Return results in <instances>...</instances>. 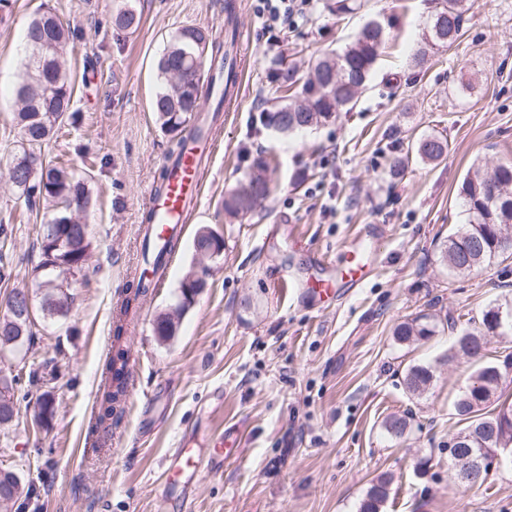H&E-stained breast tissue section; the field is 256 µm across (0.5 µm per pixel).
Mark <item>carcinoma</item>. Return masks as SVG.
I'll list each match as a JSON object with an SVG mask.
<instances>
[{"label":"carcinoma","instance_id":"carcinoma-1","mask_svg":"<svg viewBox=\"0 0 512 512\" xmlns=\"http://www.w3.org/2000/svg\"><path fill=\"white\" fill-rule=\"evenodd\" d=\"M464 15V0H445L443 9L436 13L423 32L428 45L451 47L460 37ZM140 16L133 9L118 12L113 25L120 31L134 30ZM76 37L75 31L52 11L34 16L26 28L27 53L21 60V79L15 87L18 111L14 115L21 137V151L13 155L8 178L18 190L19 199L29 210L39 201L53 202L52 213L43 216L39 224L42 260L38 270L44 272L42 313L51 318L62 317L70 304L69 277L82 272L90 258V231L80 216L85 204V185L66 167L58 166L42 154L43 144L53 136L55 129L67 122H75L72 78L60 60L62 47ZM50 42L51 63L45 67L38 58V42ZM383 41V29L363 28L354 41L340 54L319 60L313 75L301 86L299 94L288 97V102L267 113L266 125L280 133H293L324 124L341 110L354 103L360 90L374 71ZM209 47L208 34L195 26L179 29L157 64L162 89L157 92L152 109L162 126L177 137L176 148L183 153L187 141L196 139L200 130L188 135L183 131L192 114L202 111L193 95H201L204 62ZM416 156L423 162H435L448 153V140L438 135H424L414 146ZM267 162L260 159L248 180L224 195V212L230 217L252 211L260 199L270 195L266 177ZM459 198L467 214V222L448 234L441 248V257L457 274L472 275L481 272L503 255L502 244L512 239V162H502L488 170L472 166L459 188ZM12 227L0 222V281L12 277L19 260L7 249ZM176 249L170 239L158 247L147 238L143 258L148 266L158 269L169 261ZM204 286L193 272L180 282L181 301L172 311L158 317L155 333L162 339L171 336L175 320L192 304L195 295ZM34 320L8 312L0 318V351L12 350L31 341ZM437 324L421 316L399 323L394 329L399 343L420 341L436 333ZM512 335V301L489 306L482 315L480 327L467 331L457 339V349L463 355L482 359L486 338ZM127 366L122 350L109 356L104 374L107 380L96 400V421L99 425L112 424V414L120 402ZM495 362L479 365L472 383L454 401L458 421L464 427H474L475 439L470 448H462L448 462L461 473L470 464V449L512 447V397L505 394L508 377L493 371ZM43 366L20 371L12 378L0 379L8 393L0 400V424H6L16 415L15 406L26 399L25 387L45 378ZM433 380L431 369L411 365L406 370L405 385L412 394L428 390ZM384 430L395 438L404 435L406 418L391 415L383 421ZM390 495V480L380 477L372 482L359 503L358 512H381Z\"/></svg>","mask_w":512,"mask_h":512}]
</instances>
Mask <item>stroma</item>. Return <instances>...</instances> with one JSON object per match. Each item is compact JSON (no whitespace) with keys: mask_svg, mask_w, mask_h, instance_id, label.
Returning <instances> with one entry per match:
<instances>
[{"mask_svg":"<svg viewBox=\"0 0 512 512\" xmlns=\"http://www.w3.org/2000/svg\"><path fill=\"white\" fill-rule=\"evenodd\" d=\"M225 0H10L0 7V220L14 227L20 257L0 282V316L11 291L40 302L38 228L23 219L3 162L18 151L14 87L30 19L55 9L78 33L63 58L72 74L75 123L44 147L85 176L83 217L92 256L73 277L67 316H36L29 348L0 354V377L38 361L54 380L32 388L13 421L0 426V465L20 494L0 512H357L372 480L391 478L382 512H512V468L472 487L448 468V440L460 425L452 404L476 370L453 354L456 333L478 327L495 302L512 299V259L462 276L442 262L440 245L466 223L458 189L472 164L512 161V0H465L461 37L436 49L422 40L443 0H315L307 19L278 49L242 0L236 14L245 56L237 111L218 112L201 205L181 234L163 288L138 308L124 336L127 392L110 429L92 432L111 329L140 254L150 190L175 146L151 101L156 64L175 32L204 29L225 38ZM141 15L116 30L122 9ZM384 28L376 67L355 106L300 135L266 126L285 94L272 73L303 78L316 60L342 51L369 21ZM424 134L446 137L435 163L412 160L390 174L394 156ZM270 163L272 192L231 219L224 195ZM336 215L324 217L325 205ZM224 237V252L200 261L201 227ZM370 252L363 282L337 281L332 295L307 286ZM203 277L169 340L157 317L171 310L188 272ZM428 313L454 317L455 331L398 344L395 325ZM430 366L420 395L404 383L408 366ZM51 419L39 420L44 397ZM409 418L399 439L383 420ZM239 428L234 457L217 459L192 493L167 481L163 463L183 434L209 443Z\"/></svg>","mask_w":512,"mask_h":512,"instance_id":"obj_1","label":"stroma"}]
</instances>
